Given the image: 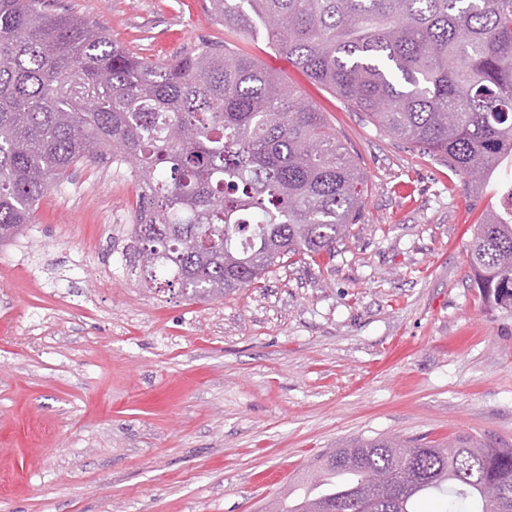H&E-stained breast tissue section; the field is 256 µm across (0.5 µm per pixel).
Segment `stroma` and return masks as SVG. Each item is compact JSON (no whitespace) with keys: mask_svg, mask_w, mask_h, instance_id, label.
<instances>
[{"mask_svg":"<svg viewBox=\"0 0 512 512\" xmlns=\"http://www.w3.org/2000/svg\"><path fill=\"white\" fill-rule=\"evenodd\" d=\"M169 59L224 38L209 0H53ZM371 190L335 257L208 301L142 287L130 164L78 168L0 244V512H261L321 455L460 433L512 446V312L483 300L469 227L499 207L274 55Z\"/></svg>","mask_w":512,"mask_h":512,"instance_id":"1","label":"stroma"}]
</instances>
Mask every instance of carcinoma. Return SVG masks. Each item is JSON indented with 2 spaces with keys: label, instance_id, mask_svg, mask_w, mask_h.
I'll return each instance as SVG.
<instances>
[{
  "label": "carcinoma",
  "instance_id": "obj_1",
  "mask_svg": "<svg viewBox=\"0 0 512 512\" xmlns=\"http://www.w3.org/2000/svg\"><path fill=\"white\" fill-rule=\"evenodd\" d=\"M227 38L169 61L50 0H0V243L71 168L133 162L139 280L217 299L336 252L369 186L326 113L234 41L259 32L312 83L480 190L512 157V0H210ZM485 301L512 312V206L472 228ZM352 442L263 512H512V448L461 434Z\"/></svg>",
  "mask_w": 512,
  "mask_h": 512
}]
</instances>
